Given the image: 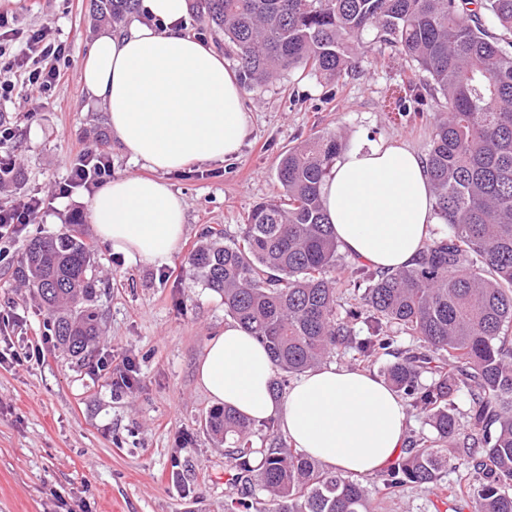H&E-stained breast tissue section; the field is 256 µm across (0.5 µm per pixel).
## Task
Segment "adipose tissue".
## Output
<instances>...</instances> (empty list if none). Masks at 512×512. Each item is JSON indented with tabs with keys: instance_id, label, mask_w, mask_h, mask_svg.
Listing matches in <instances>:
<instances>
[{
	"instance_id": "obj_1",
	"label": "adipose tissue",
	"mask_w": 512,
	"mask_h": 512,
	"mask_svg": "<svg viewBox=\"0 0 512 512\" xmlns=\"http://www.w3.org/2000/svg\"><path fill=\"white\" fill-rule=\"evenodd\" d=\"M190 10V0H140L123 27L98 33L80 70L113 140L149 170L112 177L88 203L96 236L134 264L167 261L184 236L186 203L166 174L237 156L249 133L235 74L185 32ZM320 191L340 249L374 268L412 266L439 221L425 160L394 140L347 144ZM197 377L217 404L278 418L295 448L331 470L373 475L404 444L406 407L382 380L328 364L276 396L267 351L233 320L210 339Z\"/></svg>"
}]
</instances>
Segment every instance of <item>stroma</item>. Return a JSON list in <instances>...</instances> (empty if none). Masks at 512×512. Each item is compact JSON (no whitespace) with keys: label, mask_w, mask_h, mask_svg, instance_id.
<instances>
[{"label":"stroma","mask_w":512,"mask_h":512,"mask_svg":"<svg viewBox=\"0 0 512 512\" xmlns=\"http://www.w3.org/2000/svg\"><path fill=\"white\" fill-rule=\"evenodd\" d=\"M13 27L49 26L66 42L65 77L39 98L16 90L0 99L14 129L20 168L15 193L42 198L33 223L0 238V512H226L231 493L224 446L206 419L215 404L197 382V365L228 315L220 296L190 273L187 258L208 230L236 236L248 212L281 192V154L317 133L345 141L396 140L427 156L443 99L426 95L422 116H399L413 63L378 47L336 78L284 72L245 91L250 133L237 157L168 174L187 206L178 249L161 264H130L95 235L89 190L56 195L68 171L108 131L102 108L88 103L79 69L97 32L90 0H0ZM76 230L94 249L102 281L100 334L85 360L45 342V314L16 269L31 238ZM39 357L12 362L34 347ZM132 367L131 390L113 391L114 373ZM380 512H471L442 502L437 487H407Z\"/></svg>","instance_id":"stroma-1"}]
</instances>
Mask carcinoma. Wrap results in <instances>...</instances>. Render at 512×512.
Listing matches in <instances>:
<instances>
[{
	"mask_svg": "<svg viewBox=\"0 0 512 512\" xmlns=\"http://www.w3.org/2000/svg\"><path fill=\"white\" fill-rule=\"evenodd\" d=\"M137 2L91 0L92 16L116 26ZM193 7L224 34L248 90L285 71L338 77L379 42L415 63L423 86L444 98L426 163L445 228L411 267H360L345 285L344 311L332 276L338 246L320 196L344 146L337 131L288 149L276 166L279 198L255 205L238 237L210 234L188 264L267 348L276 393L288 377L348 355L358 367L380 365L385 383L427 417L435 437L409 441L384 474V497L436 483L452 439L473 472L440 496L466 499L473 512H512V0H196ZM487 20L503 35H490ZM17 274L41 300L64 351L85 359L100 320L90 244L69 232L34 238ZM402 334L414 344L398 346ZM460 393L470 402L466 434L455 413ZM254 427L228 406L207 418L227 444L229 484L240 494L229 512H248L257 486L268 494L262 512H375L366 486L291 447L274 421L265 420L267 435L253 447Z\"/></svg>",
	"mask_w": 512,
	"mask_h": 512,
	"instance_id": "cac0c4a2",
	"label": "carcinoma"
}]
</instances>
